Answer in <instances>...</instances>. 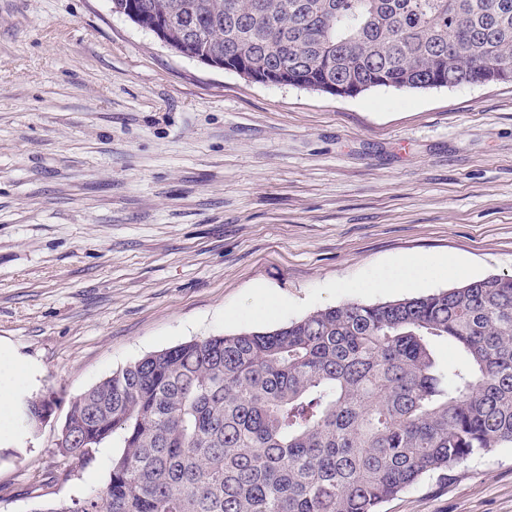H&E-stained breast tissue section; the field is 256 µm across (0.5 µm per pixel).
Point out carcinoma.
<instances>
[{"instance_id":"obj_1","label":"carcinoma","mask_w":512,"mask_h":512,"mask_svg":"<svg viewBox=\"0 0 512 512\" xmlns=\"http://www.w3.org/2000/svg\"><path fill=\"white\" fill-rule=\"evenodd\" d=\"M112 5L144 25L189 8L198 48L222 51L224 69L339 97L512 74V0ZM52 400L27 399L23 424L37 428ZM66 423L80 465L117 441L109 478L29 512H377L426 475L512 447V276L157 351L73 397Z\"/></svg>"}]
</instances>
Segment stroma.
I'll return each mask as SVG.
<instances>
[{
    "instance_id": "35a3bbf8",
    "label": "stroma",
    "mask_w": 512,
    "mask_h": 512,
    "mask_svg": "<svg viewBox=\"0 0 512 512\" xmlns=\"http://www.w3.org/2000/svg\"><path fill=\"white\" fill-rule=\"evenodd\" d=\"M459 259L427 295L512 276V84L356 97L179 55L111 0H0V343L54 392L0 449V512L101 490L58 438L70 399L143 356L275 329L404 257ZM380 512H512V447ZM47 401H54V396L52 392H47L41 396L31 397L26 400V404L28 405L24 409V414L22 415L21 421L26 426L36 429L39 424L46 423L52 416L54 412V404L46 403L44 409V417L43 422L41 418V409L44 406V403Z\"/></svg>"
}]
</instances>
